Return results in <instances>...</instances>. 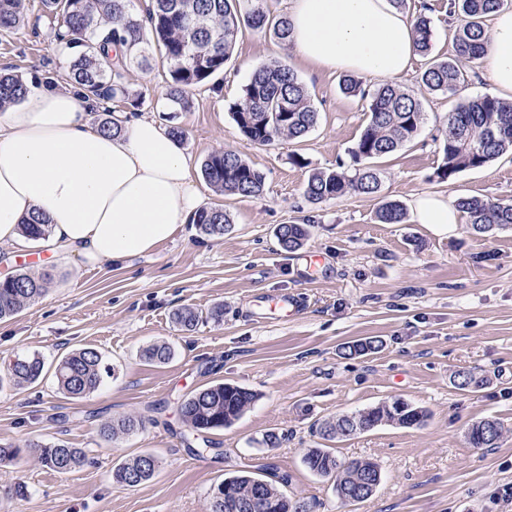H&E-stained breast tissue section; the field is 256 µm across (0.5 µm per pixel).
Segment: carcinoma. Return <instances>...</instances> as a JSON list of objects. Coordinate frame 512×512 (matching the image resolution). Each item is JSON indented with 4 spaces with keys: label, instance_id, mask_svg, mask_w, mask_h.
Segmentation results:
<instances>
[{
    "label": "carcinoma",
    "instance_id": "carcinoma-1",
    "mask_svg": "<svg viewBox=\"0 0 512 512\" xmlns=\"http://www.w3.org/2000/svg\"><path fill=\"white\" fill-rule=\"evenodd\" d=\"M44 12L54 28L56 39L67 48L86 47L70 64L67 78L87 93L108 100L123 99L133 108L139 107L142 94H133L125 82L128 67L150 65L151 50L157 49L166 63L165 96L174 112H186L192 105V93L198 87L216 90L213 80L224 73L231 61L239 33L243 29L269 30L282 43L290 42L291 27L287 15L271 14L266 0H149L138 10L133 0H42ZM512 6V0H450L449 13L457 17L453 55L433 58L421 74L420 81L431 93L453 95L467 77L466 68L482 60L489 51L485 21L493 13ZM429 7L422 3L412 15L415 44L419 54H430L433 40ZM25 0H0V31L10 30L24 22ZM110 43L133 47L123 60L114 62L105 51ZM343 93L369 100L368 122L350 150L354 174L338 165L334 170L313 172L307 181L304 198L319 204L344 196L350 191L374 194L379 179L371 161L383 158L412 141L423 123L422 100L396 84L385 83L370 90L353 75L342 78ZM28 86L13 74L0 75V109L23 100ZM233 119L243 135L258 145H269L280 137L303 139L317 124L319 112L311 103L308 91L293 69L273 62L256 70L233 105ZM442 162L436 176L444 181L469 169L507 154H512V102L484 95L472 98L448 114V126L439 146ZM206 181L221 195L257 197L265 189L264 174L232 151L215 152L201 167ZM459 210L469 216V224L477 233H493L512 229V202L503 203L476 197L456 201ZM380 222L399 224L405 218L404 207L386 201L377 211ZM191 223L200 233L222 236L230 224L224 209H202ZM22 232L31 240L49 236L50 225L38 215L22 224ZM276 237L282 249L294 252L309 237L306 224H282ZM47 278H36L17 271L0 279V320L16 315L27 303L46 290ZM200 319L192 308L174 313V321L190 329ZM379 348L369 338L345 347L349 356L364 355ZM167 343L154 344L141 353L149 364H164L173 358ZM100 353L82 348L63 357L56 366L59 389L71 398H83L102 382ZM44 369L37 356H19L0 375V388L22 387L37 381ZM247 389L230 383H217L188 395L180 404L183 422L196 434L230 426L254 401ZM427 412L406 401L395 399L377 406L344 414L320 428L323 438L350 437L382 424L402 427L419 426ZM143 427L142 420L127 417L118 424H107L100 435L110 441L119 432H133ZM502 435V425L495 419L473 424L467 433L474 448H494ZM37 462L59 474L68 473L85 462L80 448L65 443L37 450ZM313 473L334 479L336 495L351 504L368 498L363 482L380 474L376 463L354 460L340 463L324 448H313L304 456ZM142 455H137L116 469L117 482L133 477L141 484L154 475ZM236 495L211 497L210 512H249L243 504L264 500V512H296L291 499L279 485L285 478L262 479L240 475L229 479Z\"/></svg>",
    "mask_w": 512,
    "mask_h": 512
}]
</instances>
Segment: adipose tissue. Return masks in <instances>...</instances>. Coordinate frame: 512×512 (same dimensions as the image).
<instances>
[{"instance_id":"ef3b65f1","label":"adipose tissue","mask_w":512,"mask_h":512,"mask_svg":"<svg viewBox=\"0 0 512 512\" xmlns=\"http://www.w3.org/2000/svg\"><path fill=\"white\" fill-rule=\"evenodd\" d=\"M290 42L324 70L396 77L416 54L413 22L392 0H289ZM490 81L512 93V11L492 17ZM105 104L80 89L33 83L0 113V249H21L22 221L42 214L52 243L88 263L151 253L202 203L184 150L155 119L117 116L119 133L93 119ZM412 217L447 231L460 213L448 198L416 197Z\"/></svg>"}]
</instances>
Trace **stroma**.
I'll list each match as a JSON object with an SVG mask.
<instances>
[{
	"instance_id": "obj_1",
	"label": "stroma",
	"mask_w": 512,
	"mask_h": 512,
	"mask_svg": "<svg viewBox=\"0 0 512 512\" xmlns=\"http://www.w3.org/2000/svg\"><path fill=\"white\" fill-rule=\"evenodd\" d=\"M423 1L434 21L430 56L447 57L457 20L448 0ZM26 13L25 23L0 33V73L63 81L77 49L55 39L41 0H27ZM427 57L416 56L395 79L421 97L425 119L413 141L377 160L378 192L316 205L303 196L309 175L350 163L368 120L367 101L341 91L342 71L317 69L272 32L246 28L219 91L200 88L190 111L173 114L161 59L129 68L126 83L144 98L139 115L186 130L181 146L202 205L223 206L232 224L221 236L180 225L152 254L115 266L31 244L43 262L27 270L49 284L0 321V370L33 354L45 368L28 387L0 390V444L20 450L17 461L0 466V512H208L214 486L244 472L287 476L286 495L314 512H512L501 496L512 486V230L476 234L463 221L438 234L409 218H377L382 202L407 208L422 193L512 201V155L436 178L449 112L494 87L480 62L455 95L428 92L419 84ZM274 61L295 70L319 119L302 141L261 146L242 135L231 107L254 71ZM222 150L265 173L261 196H222L204 180L203 160ZM296 153L305 165L294 164ZM291 223L309 225L311 234L287 252L275 232ZM279 293L305 299V310L267 316L268 299ZM217 306L224 309L218 323L207 317ZM183 307L204 315L193 330L173 321ZM369 337L381 341L379 351L345 355L348 343ZM157 342L171 344L173 358L145 363L142 349ZM86 347L101 354L107 372L96 391L73 399L59 391L55 366ZM463 370L477 381L466 391L454 383ZM222 381L255 400L233 425L209 433L213 451L191 452L178 406ZM395 398L426 409L424 424L381 425L333 441L318 433L324 421ZM126 416L140 418L143 429L100 437L103 424ZM487 418L503 426L497 446L471 447L469 427ZM272 432L280 437L273 447L263 442ZM57 442L83 449L85 465L59 474L35 462L31 445ZM312 448L342 462L377 463L374 493L343 504L333 481L305 466ZM140 453L157 459L155 475L133 488L115 483L116 467ZM19 484L27 497H7Z\"/></svg>"
}]
</instances>
